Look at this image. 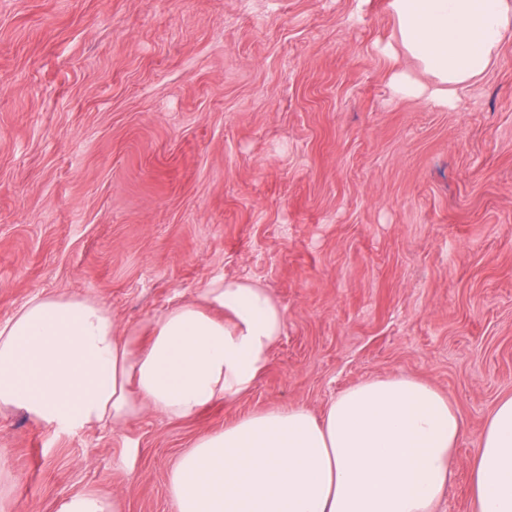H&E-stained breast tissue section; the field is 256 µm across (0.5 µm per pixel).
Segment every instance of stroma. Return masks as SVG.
<instances>
[{
	"mask_svg": "<svg viewBox=\"0 0 512 512\" xmlns=\"http://www.w3.org/2000/svg\"><path fill=\"white\" fill-rule=\"evenodd\" d=\"M388 2L0 0V322L80 295L143 336L224 277L286 317L252 388L190 418L60 434L0 409L8 512H173L204 432L390 375L462 416L436 512H469L512 395V40L455 107L402 98L392 75L419 69ZM58 512H119L114 499L92 492H82L65 498Z\"/></svg>",
	"mask_w": 512,
	"mask_h": 512,
	"instance_id": "obj_1",
	"label": "stroma"
}]
</instances>
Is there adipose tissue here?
Wrapping results in <instances>:
<instances>
[{
    "instance_id": "1",
    "label": "adipose tissue",
    "mask_w": 512,
    "mask_h": 512,
    "mask_svg": "<svg viewBox=\"0 0 512 512\" xmlns=\"http://www.w3.org/2000/svg\"><path fill=\"white\" fill-rule=\"evenodd\" d=\"M396 39L445 105L482 77L512 35V0H389ZM201 304L170 308L147 337L118 332L83 296L39 294L0 322V408L56 433L149 409L188 418L248 391L286 318L267 288L222 278ZM465 431L447 396L406 375L343 391L322 415L275 407L201 434L173 464L174 512H435ZM472 512H512V395L470 460Z\"/></svg>"
}]
</instances>
